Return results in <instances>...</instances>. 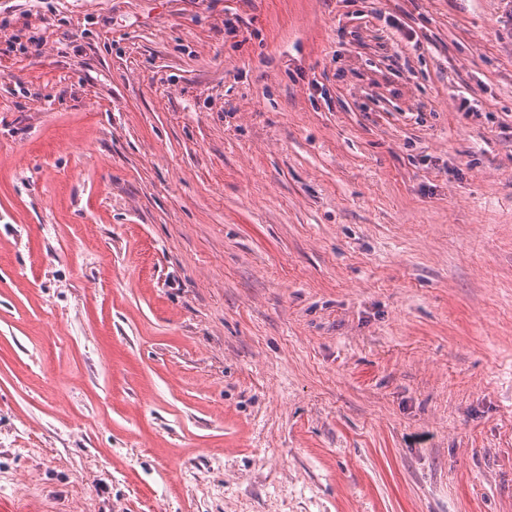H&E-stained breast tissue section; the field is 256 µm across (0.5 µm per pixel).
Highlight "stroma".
Here are the masks:
<instances>
[{
  "instance_id": "35a3bbf8",
  "label": "stroma",
  "mask_w": 512,
  "mask_h": 512,
  "mask_svg": "<svg viewBox=\"0 0 512 512\" xmlns=\"http://www.w3.org/2000/svg\"><path fill=\"white\" fill-rule=\"evenodd\" d=\"M512 512V0H0V503Z\"/></svg>"
}]
</instances>
